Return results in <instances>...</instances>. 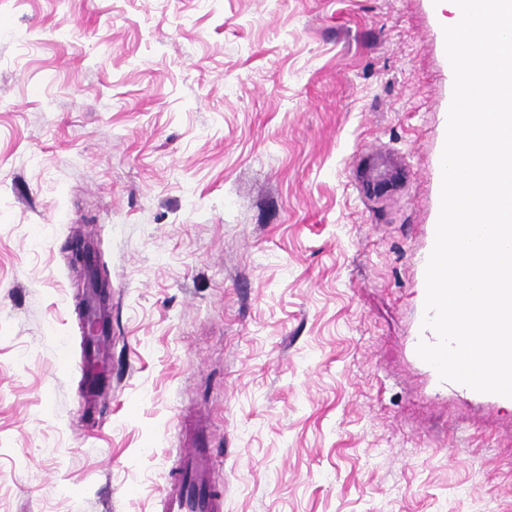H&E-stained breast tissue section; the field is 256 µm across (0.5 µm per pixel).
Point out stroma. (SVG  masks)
Returning <instances> with one entry per match:
<instances>
[{
	"label": "stroma",
	"mask_w": 512,
	"mask_h": 512,
	"mask_svg": "<svg viewBox=\"0 0 512 512\" xmlns=\"http://www.w3.org/2000/svg\"><path fill=\"white\" fill-rule=\"evenodd\" d=\"M453 81L433 0H0V512H160L187 420L224 512H512L416 353Z\"/></svg>",
	"instance_id": "stroma-1"
}]
</instances>
